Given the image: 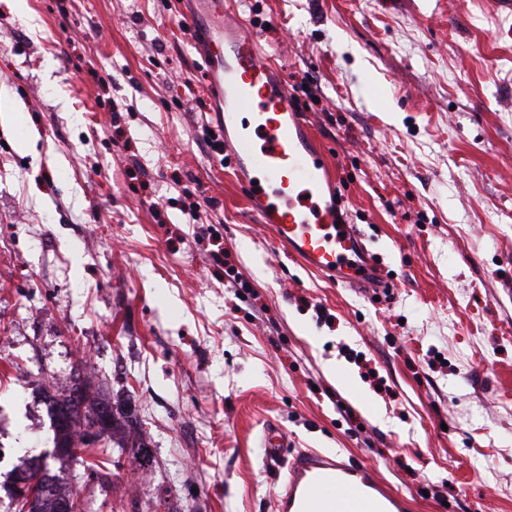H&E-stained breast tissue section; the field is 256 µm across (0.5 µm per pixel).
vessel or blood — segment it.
I'll list each match as a JSON object with an SVG mask.
<instances>
[{
    "label": "vessel or blood",
    "mask_w": 512,
    "mask_h": 512,
    "mask_svg": "<svg viewBox=\"0 0 512 512\" xmlns=\"http://www.w3.org/2000/svg\"><path fill=\"white\" fill-rule=\"evenodd\" d=\"M222 32L207 39L214 65L210 90L224 102L223 155L235 167L249 214L279 248L333 282L382 289L386 276L364 248L355 225L342 223L328 195L333 170L280 67L262 59L259 35L233 12L230 0H204ZM404 497L368 468L303 451L288 467L276 512H407Z\"/></svg>",
    "instance_id": "obj_1"
}]
</instances>
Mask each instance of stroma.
I'll list each match as a JSON object with an SVG mask.
<instances>
[{
	"instance_id": "35a3bbf8",
	"label": "stroma",
	"mask_w": 512,
	"mask_h": 512,
	"mask_svg": "<svg viewBox=\"0 0 512 512\" xmlns=\"http://www.w3.org/2000/svg\"><path fill=\"white\" fill-rule=\"evenodd\" d=\"M184 8L0 0V512L26 448L79 512H275L307 450L371 468L409 512H512V6L235 0L316 95L348 221L393 275L379 297L247 212L203 139L221 104ZM64 375L119 407L144 461L53 457L43 385Z\"/></svg>"
}]
</instances>
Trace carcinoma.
<instances>
[{
    "mask_svg": "<svg viewBox=\"0 0 512 512\" xmlns=\"http://www.w3.org/2000/svg\"><path fill=\"white\" fill-rule=\"evenodd\" d=\"M87 397L80 388H74L66 394L54 398L51 404V417L56 431L54 453L59 458L72 455L74 439L83 434L82 427L98 420L105 430H110L116 422V409L108 402L94 405L86 404ZM26 480L47 489L36 498L35 512H67L66 505L71 497L63 496L58 490L61 479L52 475L39 464H31L19 471L16 482Z\"/></svg>",
    "mask_w": 512,
    "mask_h": 512,
    "instance_id": "cac0c4a2",
    "label": "carcinoma"
}]
</instances>
